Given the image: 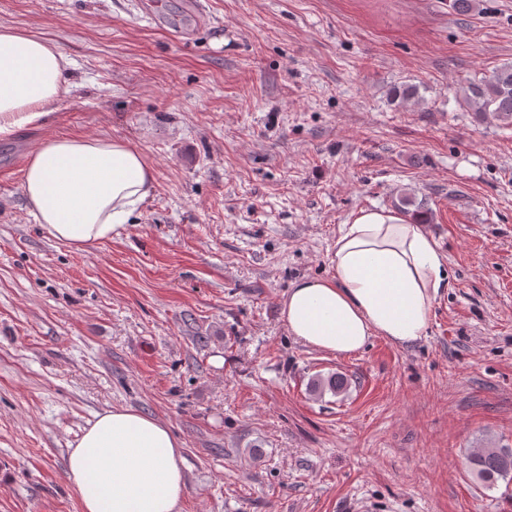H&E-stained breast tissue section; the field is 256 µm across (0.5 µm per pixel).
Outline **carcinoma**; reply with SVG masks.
Masks as SVG:
<instances>
[{
	"label": "carcinoma",
	"mask_w": 512,
	"mask_h": 512,
	"mask_svg": "<svg viewBox=\"0 0 512 512\" xmlns=\"http://www.w3.org/2000/svg\"><path fill=\"white\" fill-rule=\"evenodd\" d=\"M459 98L477 120L483 121L491 115L505 125H512V62L467 82L461 87ZM311 387L318 394L330 391L337 395L345 390L346 382L341 376H330L314 379ZM469 464L476 478L483 482L509 480L512 448H478L470 456Z\"/></svg>",
	"instance_id": "cac0c4a2"
}]
</instances>
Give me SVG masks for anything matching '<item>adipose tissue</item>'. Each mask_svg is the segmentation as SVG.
<instances>
[{"label": "adipose tissue", "instance_id": "obj_1", "mask_svg": "<svg viewBox=\"0 0 512 512\" xmlns=\"http://www.w3.org/2000/svg\"><path fill=\"white\" fill-rule=\"evenodd\" d=\"M57 41L0 25V141L44 128L70 91ZM29 214L51 238L84 250L118 236L155 191L152 167L127 141L48 135L24 158ZM334 273L293 285L281 304L290 335L331 353L360 351L370 337L407 346L426 334L448 265L421 222L391 210L362 212L332 246ZM81 512H176L185 493L181 443L131 408L95 413L68 455Z\"/></svg>", "mask_w": 512, "mask_h": 512}]
</instances>
